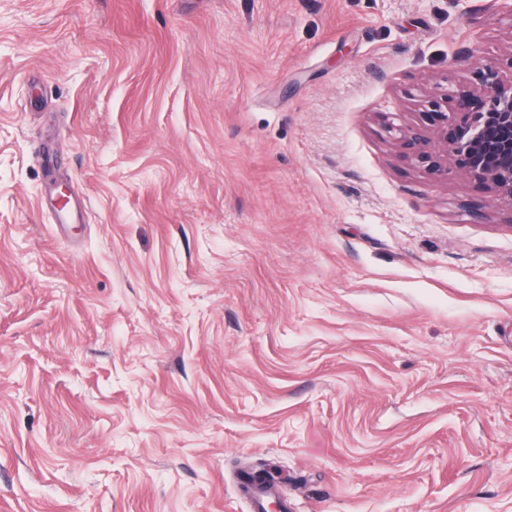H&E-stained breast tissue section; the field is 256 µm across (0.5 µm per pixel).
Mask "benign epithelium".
Masks as SVG:
<instances>
[{
	"label": "benign epithelium",
	"instance_id": "7a95c632",
	"mask_svg": "<svg viewBox=\"0 0 512 512\" xmlns=\"http://www.w3.org/2000/svg\"><path fill=\"white\" fill-rule=\"evenodd\" d=\"M431 129L399 130L405 157L429 161L437 175L448 160L496 196L512 203V77L487 64L478 88H458L430 100Z\"/></svg>",
	"mask_w": 512,
	"mask_h": 512
}]
</instances>
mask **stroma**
<instances>
[{
    "label": "stroma",
    "mask_w": 512,
    "mask_h": 512,
    "mask_svg": "<svg viewBox=\"0 0 512 512\" xmlns=\"http://www.w3.org/2000/svg\"><path fill=\"white\" fill-rule=\"evenodd\" d=\"M486 62L512 0H0V512H512V206L396 141ZM242 491L250 502L253 512H264L268 510V505L272 502H278L281 512H288L290 506L288 501L280 495L276 484H269L264 487H250L244 481L242 483Z\"/></svg>",
    "instance_id": "1"
}]
</instances>
